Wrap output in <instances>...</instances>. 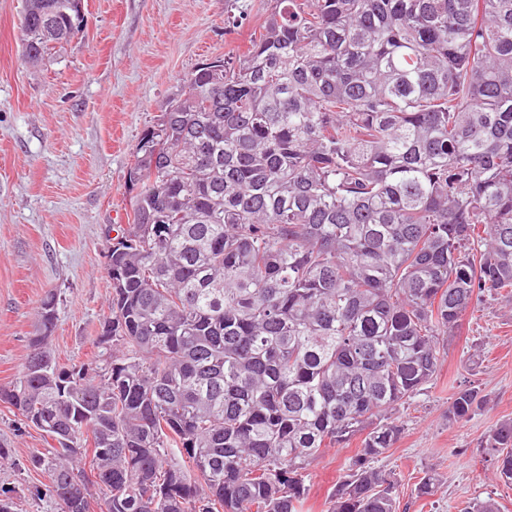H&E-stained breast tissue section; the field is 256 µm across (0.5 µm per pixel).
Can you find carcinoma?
<instances>
[{"label":"carcinoma","mask_w":512,"mask_h":512,"mask_svg":"<svg viewBox=\"0 0 512 512\" xmlns=\"http://www.w3.org/2000/svg\"><path fill=\"white\" fill-rule=\"evenodd\" d=\"M77 2L27 0V60L75 36ZM267 4L141 133L95 360L56 361L48 294L0 387L58 442L26 466L59 512L92 487L105 512H304L308 468L358 434L328 512H399L373 466L392 412L485 294L512 303V0ZM485 454L511 482V420Z\"/></svg>","instance_id":"1"}]
</instances>
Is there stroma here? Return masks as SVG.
<instances>
[{
	"instance_id": "1",
	"label": "stroma",
	"mask_w": 512,
	"mask_h": 512,
	"mask_svg": "<svg viewBox=\"0 0 512 512\" xmlns=\"http://www.w3.org/2000/svg\"><path fill=\"white\" fill-rule=\"evenodd\" d=\"M25 0H0V386L22 373L45 295L57 296L50 346L60 363L92 361L109 314L107 235L128 224L127 172L141 132L153 124L179 80L205 60L236 52L266 17L265 0H84L78 38L55 46L35 66L20 53ZM237 25L227 26V16ZM433 384L401 405V437L379 467L399 481L400 512H461L493 498L512 512V485L485 455L487 437L512 420V305L486 299L444 339ZM489 403L465 420L448 416L458 390ZM21 427L0 403V495L14 512H58L46 474L27 469L52 447ZM360 437L329 449L309 470L307 512H326ZM435 496L414 490L426 474Z\"/></svg>"
}]
</instances>
